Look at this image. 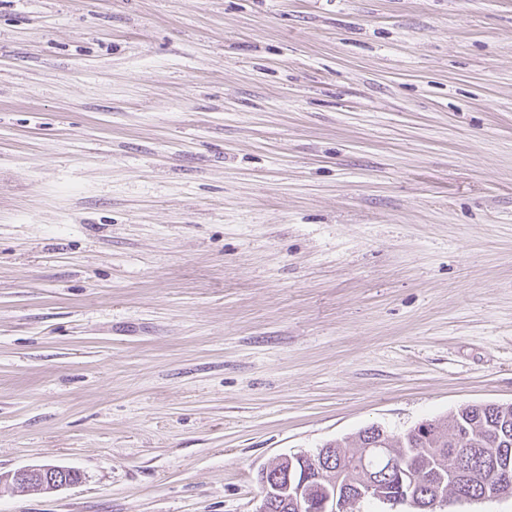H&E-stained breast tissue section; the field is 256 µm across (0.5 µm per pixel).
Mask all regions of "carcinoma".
Instances as JSON below:
<instances>
[{"mask_svg": "<svg viewBox=\"0 0 512 512\" xmlns=\"http://www.w3.org/2000/svg\"><path fill=\"white\" fill-rule=\"evenodd\" d=\"M378 426L356 433L354 451L335 443L334 473L340 485L361 486L369 473L380 475L385 495L406 499L410 512H435L436 499L471 503L487 496L512 495V404L468 405L448 417V422L430 420L368 452L365 445L376 440ZM466 435L471 451L461 459L453 456L454 437ZM508 470L503 486L490 483L494 471Z\"/></svg>", "mask_w": 512, "mask_h": 512, "instance_id": "cac0c4a2", "label": "carcinoma"}]
</instances>
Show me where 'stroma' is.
<instances>
[{
    "label": "stroma",
    "instance_id": "1",
    "mask_svg": "<svg viewBox=\"0 0 512 512\" xmlns=\"http://www.w3.org/2000/svg\"><path fill=\"white\" fill-rule=\"evenodd\" d=\"M512 403V0H0V512H257L260 468ZM75 482L74 470L54 464H40L6 475L0 474V491L7 486L24 492L43 493L63 489Z\"/></svg>",
    "mask_w": 512,
    "mask_h": 512
}]
</instances>
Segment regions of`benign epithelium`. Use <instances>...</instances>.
<instances>
[{"label": "benign epithelium", "instance_id": "benign-epithelium-1", "mask_svg": "<svg viewBox=\"0 0 512 512\" xmlns=\"http://www.w3.org/2000/svg\"><path fill=\"white\" fill-rule=\"evenodd\" d=\"M287 481L288 492L291 495L297 512H346L351 498L339 485L331 483L324 488L319 496L310 494L307 487L310 478L283 477L278 471L264 470L262 500L258 512H269L270 500L281 481ZM77 482L76 472L70 468L40 464L17 470L6 475L0 474V488L9 487L32 493L51 492L63 489Z\"/></svg>", "mask_w": 512, "mask_h": 512}]
</instances>
